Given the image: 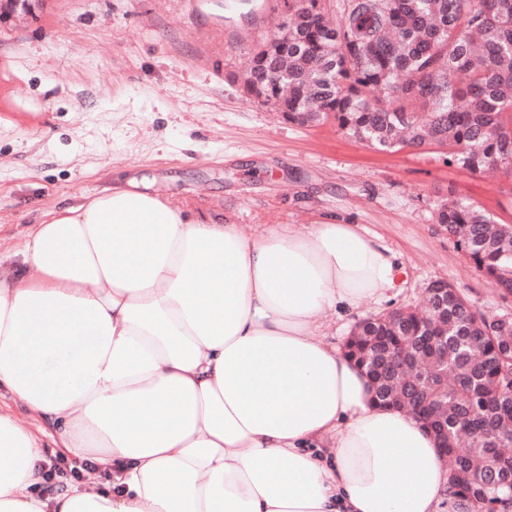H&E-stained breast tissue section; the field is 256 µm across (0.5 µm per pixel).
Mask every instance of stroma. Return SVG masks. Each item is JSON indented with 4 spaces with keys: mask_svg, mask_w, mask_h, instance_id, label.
<instances>
[{
    "mask_svg": "<svg viewBox=\"0 0 512 512\" xmlns=\"http://www.w3.org/2000/svg\"><path fill=\"white\" fill-rule=\"evenodd\" d=\"M0 0V273L35 276L19 249L50 209L133 177L194 219L245 234L327 219L357 224L400 267L389 299L328 309L320 341L344 343L360 319L422 302L443 279L488 315L512 314L440 224L448 194L512 224L504 176L447 163L446 148L378 150L333 123L302 127L248 96L256 44L275 39L284 0ZM44 447L37 492L105 487L89 463Z\"/></svg>",
    "mask_w": 512,
    "mask_h": 512,
    "instance_id": "obj_1",
    "label": "stroma"
}]
</instances>
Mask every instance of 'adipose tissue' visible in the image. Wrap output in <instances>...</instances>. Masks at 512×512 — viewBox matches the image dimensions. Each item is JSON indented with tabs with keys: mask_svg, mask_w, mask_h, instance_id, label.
<instances>
[{
	"mask_svg": "<svg viewBox=\"0 0 512 512\" xmlns=\"http://www.w3.org/2000/svg\"><path fill=\"white\" fill-rule=\"evenodd\" d=\"M33 278L0 277V387L55 447L110 473L33 494L39 441L0 413V512H439L448 472L380 406L328 308L396 286L356 225L307 233L189 218L136 181L47 213Z\"/></svg>",
	"mask_w": 512,
	"mask_h": 512,
	"instance_id": "1",
	"label": "adipose tissue"
}]
</instances>
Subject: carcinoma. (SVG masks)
<instances>
[{
  "label": "carcinoma",
  "instance_id": "1",
  "mask_svg": "<svg viewBox=\"0 0 512 512\" xmlns=\"http://www.w3.org/2000/svg\"><path fill=\"white\" fill-rule=\"evenodd\" d=\"M293 22L253 50L244 89L288 122L331 121L377 149L436 144L448 163L512 180V0H349L329 26L319 0H288ZM437 223L475 268L512 293V224L453 198ZM479 312L444 280L431 282L420 308H400L356 324L347 353L369 372L375 397L409 406L440 401L434 420L448 445L455 507L485 512L512 505V318ZM424 336L448 341V365L415 348ZM410 350L414 393L387 368Z\"/></svg>",
  "mask_w": 512,
  "mask_h": 512
}]
</instances>
